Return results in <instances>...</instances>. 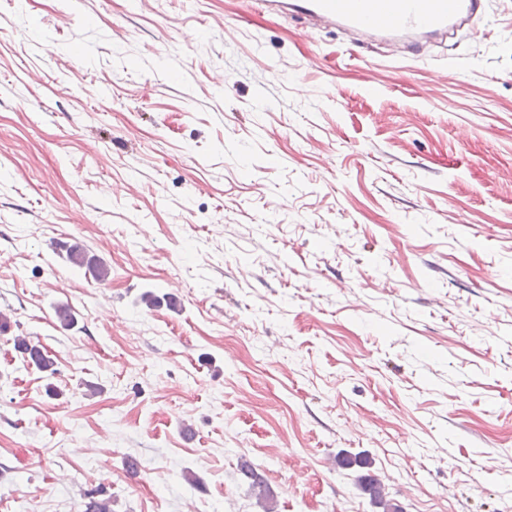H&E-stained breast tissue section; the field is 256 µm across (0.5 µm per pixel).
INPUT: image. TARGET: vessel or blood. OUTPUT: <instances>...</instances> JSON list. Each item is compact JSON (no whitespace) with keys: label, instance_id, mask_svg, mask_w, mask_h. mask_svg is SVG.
<instances>
[{"label":"vessel or blood","instance_id":"1","mask_svg":"<svg viewBox=\"0 0 512 512\" xmlns=\"http://www.w3.org/2000/svg\"><path fill=\"white\" fill-rule=\"evenodd\" d=\"M266 13L295 15L418 53L428 40L457 34L483 17L490 0H257Z\"/></svg>","mask_w":512,"mask_h":512}]
</instances>
